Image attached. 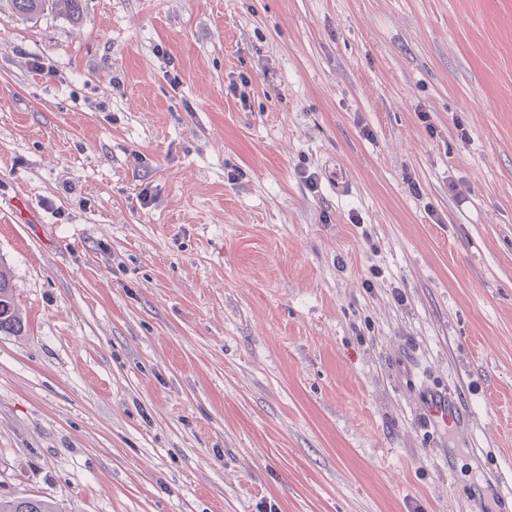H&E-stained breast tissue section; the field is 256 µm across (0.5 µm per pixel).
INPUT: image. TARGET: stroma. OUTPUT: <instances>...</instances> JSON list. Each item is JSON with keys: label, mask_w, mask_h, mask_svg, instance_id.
Masks as SVG:
<instances>
[{"label": "stroma", "mask_w": 512, "mask_h": 512, "mask_svg": "<svg viewBox=\"0 0 512 512\" xmlns=\"http://www.w3.org/2000/svg\"><path fill=\"white\" fill-rule=\"evenodd\" d=\"M0 263V498L502 512L512 0H0ZM24 328L15 306L9 274L0 265V335L20 336Z\"/></svg>", "instance_id": "stroma-1"}]
</instances>
